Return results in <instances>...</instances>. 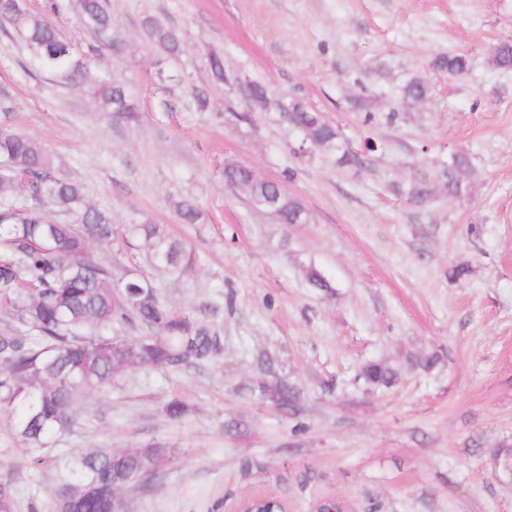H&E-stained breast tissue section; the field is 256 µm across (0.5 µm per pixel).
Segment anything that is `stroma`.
Wrapping results in <instances>:
<instances>
[{
	"mask_svg": "<svg viewBox=\"0 0 512 512\" xmlns=\"http://www.w3.org/2000/svg\"><path fill=\"white\" fill-rule=\"evenodd\" d=\"M125 42L116 55L78 13L23 0L95 73L122 84L138 118L101 112L86 88L35 72L16 33L0 27V124L40 141L56 164L108 211L111 246L92 256L154 284L175 315L216 328L221 353L188 373L126 371L89 396L61 453L171 448L146 486L122 493L126 512H236L268 493L290 512L325 495L354 512H512V481L489 452L512 447V71L491 63L512 39V0H105ZM154 17L185 49L162 58L142 21ZM224 54L213 83L209 51ZM463 54L457 78L434 67ZM423 79L429 95L402 103ZM267 87L265 105L249 87ZM205 91L206 109L194 92ZM299 100L338 130L362 165L301 152L286 108ZM468 157L464 195L449 199L438 173ZM234 162L280 182L306 208L281 224L224 181ZM427 175L422 205L402 192ZM202 218L181 223L175 205ZM192 249L191 265L158 264L142 219ZM316 269L329 289L307 280ZM380 361L400 377L367 385ZM298 393L280 408L276 386ZM186 405L170 418L166 405ZM22 444L0 417V471L16 512H53L55 474L22 466Z\"/></svg>",
	"mask_w": 512,
	"mask_h": 512,
	"instance_id": "1",
	"label": "stroma"
}]
</instances>
